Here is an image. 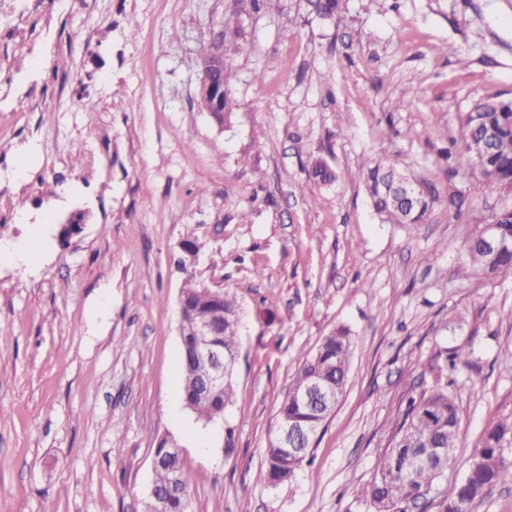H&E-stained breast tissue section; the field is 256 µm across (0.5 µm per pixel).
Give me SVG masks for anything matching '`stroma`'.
Here are the masks:
<instances>
[{"label":"stroma","instance_id":"obj_1","mask_svg":"<svg viewBox=\"0 0 512 512\" xmlns=\"http://www.w3.org/2000/svg\"><path fill=\"white\" fill-rule=\"evenodd\" d=\"M230 18L248 51L224 49L240 108L221 128L198 104L197 51ZM486 98H512V0H347L331 20L304 0H0V512H140L167 435L192 512H367L354 489L391 420L439 348L465 342L461 444L423 510L444 512L512 413V270L461 273L469 237L512 207L506 189L474 195L460 148ZM384 156L433 185L419 226L374 214L359 172ZM318 160L334 182L312 178ZM75 213L83 229L60 244ZM190 276L239 305L230 454L179 396ZM339 328L349 379L313 469L267 487L298 359Z\"/></svg>","mask_w":512,"mask_h":512}]
</instances>
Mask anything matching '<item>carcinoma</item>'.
Here are the masks:
<instances>
[{"label": "carcinoma", "instance_id": "obj_1", "mask_svg": "<svg viewBox=\"0 0 512 512\" xmlns=\"http://www.w3.org/2000/svg\"><path fill=\"white\" fill-rule=\"evenodd\" d=\"M347 0H307L309 13L331 19L340 15ZM203 110L215 115L227 124L239 104L231 94L224 99L202 97ZM462 147L479 173L474 185L477 193L493 188L512 187V101L483 99L473 104L462 118ZM406 178L391 162L374 160L362 172V181L371 199L374 212L381 222L404 223L400 205L388 197L376 193V187L385 180L398 181ZM500 238L508 244L494 254L484 242L482 233L471 237L466 246L468 267L466 273L493 276L512 269V210L504 208L493 215ZM186 301L185 316L188 319L205 318L216 309L224 310L222 335L215 343L224 348V358L236 361L240 350L239 314L235 300L227 295L203 288L193 278L186 279L183 287ZM353 339L345 329L324 337L316 352L302 358L289 387L288 393L277 409L276 419L295 420L304 426H313L317 432L324 428L323 414L304 408L296 399V393L307 386L311 377L319 373L331 385L336 398H341L348 382ZM472 351L468 344H459L440 350L432 367L430 384L417 395L408 399L406 407L393 423L387 448L380 456L373 478L355 488L356 497L363 501L368 512H408L418 504L438 481L442 470L416 462L420 447L437 442L446 458H451L459 447L460 412L454 392L453 375L470 365ZM182 401H191L193 412L206 424L224 417L235 395V376L224 377V390L209 399L193 397L195 383L209 373L206 362L192 355L191 344L181 348ZM316 444L299 448L293 454L268 443L264 452V479L273 487L289 485L306 467L312 465ZM512 447V414L490 423L483 434L481 445L472 454L463 478L454 485L445 506V512H473L475 503L489 488L497 484H512V461L504 451ZM177 477L181 490L189 489L192 475L182 460L162 464L154 469L153 483L166 490L172 477ZM189 500L179 497L160 507L155 499L143 502L142 512H190L185 504Z\"/></svg>", "mask_w": 512, "mask_h": 512}]
</instances>
